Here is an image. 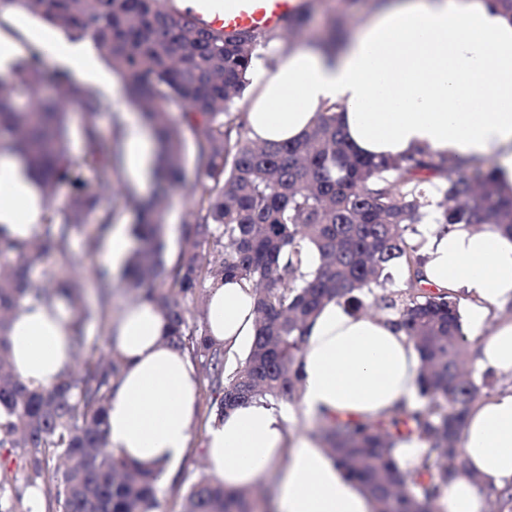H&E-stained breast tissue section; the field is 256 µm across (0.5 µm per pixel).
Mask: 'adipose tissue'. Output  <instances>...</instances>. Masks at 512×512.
I'll return each instance as SVG.
<instances>
[{
  "label": "adipose tissue",
  "mask_w": 512,
  "mask_h": 512,
  "mask_svg": "<svg viewBox=\"0 0 512 512\" xmlns=\"http://www.w3.org/2000/svg\"><path fill=\"white\" fill-rule=\"evenodd\" d=\"M275 67L260 69L244 114L258 142L295 141L320 112L335 108L347 141L382 159L427 151L487 160L512 190V13L497 0H382L335 46L269 42ZM134 187L151 176L153 132L126 129ZM437 206L426 209L414 242L424 257L425 286L467 307L470 334L481 342L480 370L512 371V238L466 224L440 229ZM45 204L18 162L0 161V233L27 241L43 227ZM206 336L228 351L255 334L250 285L237 278L207 285ZM59 300L23 301L9 326V362L30 386H47L75 366ZM158 307L138 300L114 322L109 343L123 360L107 404L111 448L139 465L171 467L185 455L198 424L199 372L169 343ZM421 363L392 314L351 313L324 304L307 328L298 361L300 401L275 408L254 400L225 413L205 433L209 475L230 489L280 476L278 512H371L363 488L289 422L333 418L377 421L419 405ZM460 446L468 475L449 482L446 512H489L487 489L512 486V389L485 396L466 413Z\"/></svg>",
  "instance_id": "1"
}]
</instances>
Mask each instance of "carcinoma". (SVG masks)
Segmentation results:
<instances>
[{"label": "carcinoma", "instance_id": "obj_1", "mask_svg": "<svg viewBox=\"0 0 512 512\" xmlns=\"http://www.w3.org/2000/svg\"><path fill=\"white\" fill-rule=\"evenodd\" d=\"M16 4L62 31L89 39L123 84L129 101L160 144L158 181L183 191L188 229L175 263L165 260V196L134 205L137 245L124 268L138 298L169 318L170 342L199 364L215 413L251 399L276 406L298 391L295 364L306 328L320 307L343 301L352 311L362 297L380 312L391 310L421 358L424 408L412 414L411 432L427 445L420 463L403 471L394 459L391 429L399 421H338L325 426L327 451L372 497L373 512H435L442 488L465 471L459 439L465 414L488 380L463 373L468 338L459 300L421 286L423 259L410 235L423 222L429 194H441L437 223L487 224L512 236V195L503 194L484 164L416 156L372 160L347 145L332 109L311 132L288 143H257L238 103L250 84L258 50L302 29L311 7L303 0L281 28L226 35L197 24L182 0H0V13ZM14 78L0 79V140L30 171L47 198L42 233L19 242L0 233V450L16 468L0 463V512H32L18 492L17 470L49 488L45 512H151L163 470L134 466L109 448L106 402L122 361L88 344L86 325L110 319L112 283L92 279L96 305L83 302V268L111 226L112 187L122 166L123 124L112 99L77 84L67 69L52 76L55 94L41 96L47 65L26 46ZM27 94L17 104L19 90ZM79 116L82 151L71 153L70 106ZM178 115L168 116L170 106ZM111 115V132L100 126ZM194 148L197 180L184 185L185 137ZM92 180L83 179V170ZM71 186L60 205L57 188ZM94 223L86 248L70 249L74 233ZM51 252L65 255L68 270L43 265ZM318 264L309 269L308 258ZM402 271L405 287L387 286L389 269ZM234 277L257 298L256 334L244 361L226 372L224 347L189 328L180 298L209 279ZM57 297L75 305L68 324L79 367L51 387L30 388L13 371L8 329L21 299ZM182 512H254L245 490H229L203 477L186 492Z\"/></svg>", "mask_w": 512, "mask_h": 512}]
</instances>
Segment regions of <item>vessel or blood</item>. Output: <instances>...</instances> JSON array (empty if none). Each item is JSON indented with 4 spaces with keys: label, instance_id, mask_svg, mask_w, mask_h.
<instances>
[{
    "label": "vessel or blood",
    "instance_id": "1",
    "mask_svg": "<svg viewBox=\"0 0 512 512\" xmlns=\"http://www.w3.org/2000/svg\"><path fill=\"white\" fill-rule=\"evenodd\" d=\"M300 4L301 0H195V14L202 28L232 32L280 26Z\"/></svg>",
    "mask_w": 512,
    "mask_h": 512
}]
</instances>
